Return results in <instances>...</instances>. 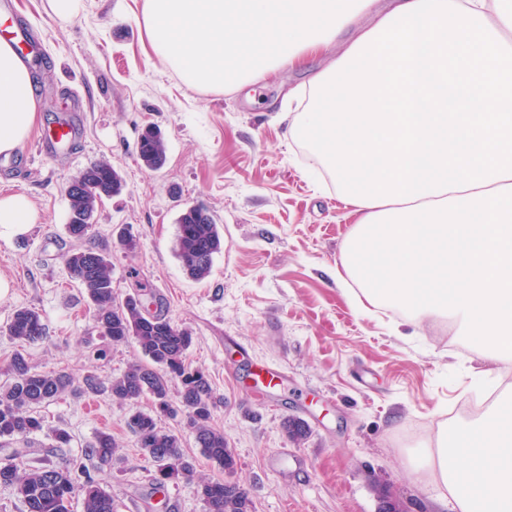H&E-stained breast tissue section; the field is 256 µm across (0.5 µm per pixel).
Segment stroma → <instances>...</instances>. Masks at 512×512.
<instances>
[{
    "instance_id": "35a3bbf8",
    "label": "stroma",
    "mask_w": 512,
    "mask_h": 512,
    "mask_svg": "<svg viewBox=\"0 0 512 512\" xmlns=\"http://www.w3.org/2000/svg\"><path fill=\"white\" fill-rule=\"evenodd\" d=\"M143 0H80L60 21L49 0H13L0 28L27 30L38 122L20 146L25 163L0 156V196H27L38 221L24 235L0 239V361L16 350L39 372L62 370L75 390L44 404L46 429L23 442L0 440L21 466L71 461L109 492L116 512H205L201 480L223 478L200 456L185 414L158 424L196 457L193 482L156 490L153 465L127 426L151 411L135 402L82 392L86 376L110 383L142 353L134 341L102 336L66 258L75 247L66 228L69 182L107 162L123 179L102 198L84 239L108 253L112 286L125 296L143 286L171 322L191 329L186 354L213 387L211 423L237 459L236 479L251 489L255 512H378L377 488L405 512H452L440 491L412 474L407 461L439 424L467 418L472 398L512 382V366L491 367L449 324L422 323L415 335L392 329L398 312L358 309L334 276L353 221L334 186L315 187L308 152L288 139L278 109L284 93L321 70L323 59L287 68L239 91L197 90L156 61L141 22ZM83 116L77 146L50 157L37 145L69 113ZM158 127L167 141L164 167L137 154L140 132ZM189 206L220 225L224 248L202 281L189 279L175 253L177 219ZM137 241L127 251L122 229ZM38 311L48 337L22 345L6 331L19 308ZM288 379L278 401L253 385L259 365ZM303 422L292 441L284 423ZM66 430L56 447L52 429ZM117 450L107 465L89 457L99 433Z\"/></svg>"
}]
</instances>
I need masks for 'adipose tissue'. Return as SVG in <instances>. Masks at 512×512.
<instances>
[{"label": "adipose tissue", "mask_w": 512, "mask_h": 512, "mask_svg": "<svg viewBox=\"0 0 512 512\" xmlns=\"http://www.w3.org/2000/svg\"><path fill=\"white\" fill-rule=\"evenodd\" d=\"M322 2L143 0L142 14L154 56L191 88L236 91L335 51L289 92L288 136L355 217L337 282L512 363V0H340L323 20ZM36 123L30 72L0 39V155ZM37 218L25 195L0 196V238ZM511 402L512 387L429 436L421 474L455 512H512Z\"/></svg>", "instance_id": "obj_1"}]
</instances>
